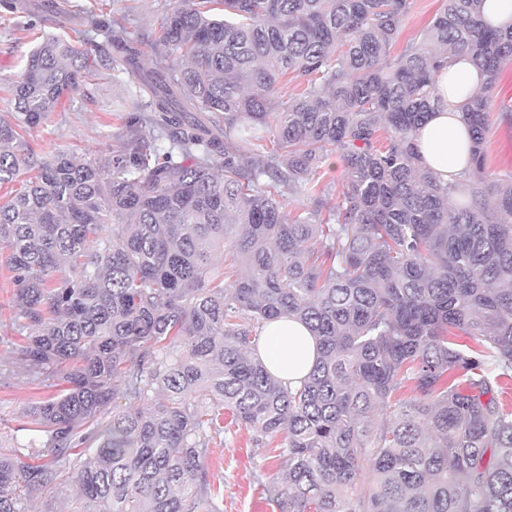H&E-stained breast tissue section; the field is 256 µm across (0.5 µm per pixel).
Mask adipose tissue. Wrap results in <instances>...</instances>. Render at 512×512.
<instances>
[{
  "instance_id": "obj_1",
  "label": "adipose tissue",
  "mask_w": 512,
  "mask_h": 512,
  "mask_svg": "<svg viewBox=\"0 0 512 512\" xmlns=\"http://www.w3.org/2000/svg\"><path fill=\"white\" fill-rule=\"evenodd\" d=\"M487 81L484 71L462 54L449 55L436 74L439 101L415 134L419 165L442 183H456L469 168V131L460 106ZM265 347L258 351L268 370L284 382L298 384L316 361V344L308 327L289 315L267 323Z\"/></svg>"
}]
</instances>
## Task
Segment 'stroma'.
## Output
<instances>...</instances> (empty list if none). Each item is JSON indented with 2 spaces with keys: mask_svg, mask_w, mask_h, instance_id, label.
Returning <instances> with one entry per match:
<instances>
[{
  "mask_svg": "<svg viewBox=\"0 0 512 512\" xmlns=\"http://www.w3.org/2000/svg\"><path fill=\"white\" fill-rule=\"evenodd\" d=\"M16 13L0 11V116H9V86L24 70L28 54L43 37L56 34L86 48L106 42L105 31L72 21V14L91 12L125 26L137 40L145 67L169 64L166 48L158 45L160 25L181 0H67L68 19L48 22V0H17ZM129 75L108 74L91 82L87 92L65 97L46 123L25 135L37 154L49 149L67 151L76 159L93 158L116 148L125 132L124 118L132 103ZM493 110L486 144L488 171H512V121L499 111L500 98L492 96ZM13 284L5 256L0 255V439L8 440L25 425L29 401L42 389L28 383L23 371L10 362L11 342L18 334L12 324ZM203 467L211 488L224 498V512H253L255 502H265L269 512H280L269 485L280 477V459L274 452L255 446L251 432L230 428L220 443L209 449Z\"/></svg>",
  "mask_w": 512,
  "mask_h": 512,
  "instance_id": "stroma-1",
  "label": "stroma"
}]
</instances>
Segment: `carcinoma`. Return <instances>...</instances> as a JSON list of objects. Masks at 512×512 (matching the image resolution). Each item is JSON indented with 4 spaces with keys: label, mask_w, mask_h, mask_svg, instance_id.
Here are the masks:
<instances>
[{
    "label": "carcinoma",
    "mask_w": 512,
    "mask_h": 512,
    "mask_svg": "<svg viewBox=\"0 0 512 512\" xmlns=\"http://www.w3.org/2000/svg\"><path fill=\"white\" fill-rule=\"evenodd\" d=\"M483 3L443 0L397 55L410 0H186L153 70L92 14L106 45L31 51L0 118V188L22 181L0 251L15 363L65 387L0 448V512L57 484L75 488L65 512H224L203 460L226 411L282 459L281 512H512V173H487L485 152L512 27ZM450 52L489 76L462 111L478 206L414 149ZM97 66L138 78L123 142L37 156L22 133ZM287 194L311 207L290 215ZM282 314L320 349L296 387L255 354ZM323 169L326 171V177L323 179V184L326 185L331 182V190L334 196H338L343 190L345 183V167L344 162L339 154L329 156L323 163Z\"/></svg>",
    "instance_id": "carcinoma-1"
}]
</instances>
